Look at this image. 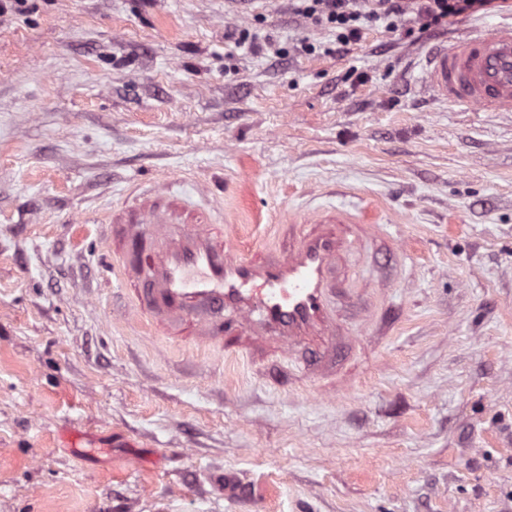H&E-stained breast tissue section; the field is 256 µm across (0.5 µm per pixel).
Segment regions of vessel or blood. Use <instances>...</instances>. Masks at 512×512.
<instances>
[{
  "label": "vessel or blood",
  "instance_id": "vessel-or-blood-1",
  "mask_svg": "<svg viewBox=\"0 0 512 512\" xmlns=\"http://www.w3.org/2000/svg\"><path fill=\"white\" fill-rule=\"evenodd\" d=\"M426 88L459 112H512V21L469 25L430 46ZM378 225L293 224L286 246L238 253L212 215L166 224L139 213L122 225L105 272L131 288L139 309L170 335L227 352L296 356L322 378L336 368L342 328L333 305L339 256Z\"/></svg>",
  "mask_w": 512,
  "mask_h": 512
}]
</instances>
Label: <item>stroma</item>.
<instances>
[{
  "mask_svg": "<svg viewBox=\"0 0 512 512\" xmlns=\"http://www.w3.org/2000/svg\"><path fill=\"white\" fill-rule=\"evenodd\" d=\"M411 39L294 52L288 0H27L0 18V512H512V112ZM249 28L287 57L236 47ZM238 251L346 213L337 392L169 336L99 257L129 209Z\"/></svg>",
  "mask_w": 512,
  "mask_h": 512,
  "instance_id": "1",
  "label": "stroma"
}]
</instances>
